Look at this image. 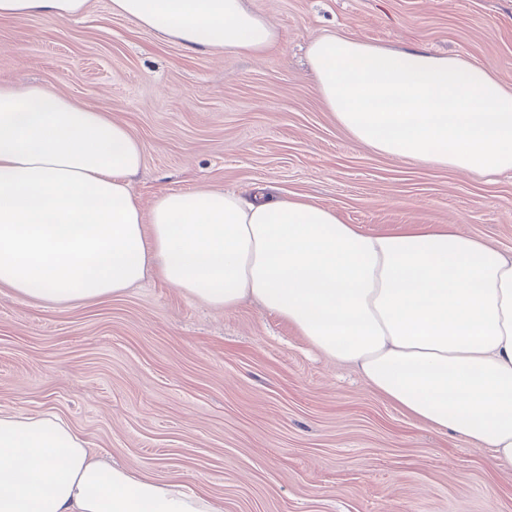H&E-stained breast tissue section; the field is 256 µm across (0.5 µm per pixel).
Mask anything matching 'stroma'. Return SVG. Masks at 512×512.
<instances>
[{"instance_id":"1","label":"stroma","mask_w":512,"mask_h":512,"mask_svg":"<svg viewBox=\"0 0 512 512\" xmlns=\"http://www.w3.org/2000/svg\"><path fill=\"white\" fill-rule=\"evenodd\" d=\"M259 57L195 52L90 0L78 20L0 19V82L107 112L145 143L132 192L301 195L347 224L452 225L512 253V171L489 182L356 144L307 65L336 33L458 55L512 85V0H248ZM0 409L57 412L112 463L178 477L223 512H512V470L379 397L251 303L219 310L149 278L90 306L0 287Z\"/></svg>"}]
</instances>
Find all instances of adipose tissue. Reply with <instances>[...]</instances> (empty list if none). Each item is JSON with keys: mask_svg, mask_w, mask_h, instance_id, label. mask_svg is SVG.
Instances as JSON below:
<instances>
[{"mask_svg": "<svg viewBox=\"0 0 512 512\" xmlns=\"http://www.w3.org/2000/svg\"><path fill=\"white\" fill-rule=\"evenodd\" d=\"M88 0H0V18L83 14ZM192 51L258 56L276 31L246 0H112ZM319 91L382 154L494 180L512 171V87L485 65L323 35ZM146 146L54 89L0 83V286L44 307L124 294L146 276L230 310L257 302L382 399L512 469V255L454 229L372 233L302 198L172 191L149 211ZM0 512H222L177 479L94 456L53 412L0 410Z\"/></svg>", "mask_w": 512, "mask_h": 512, "instance_id": "adipose-tissue-1", "label": "adipose tissue"}]
</instances>
